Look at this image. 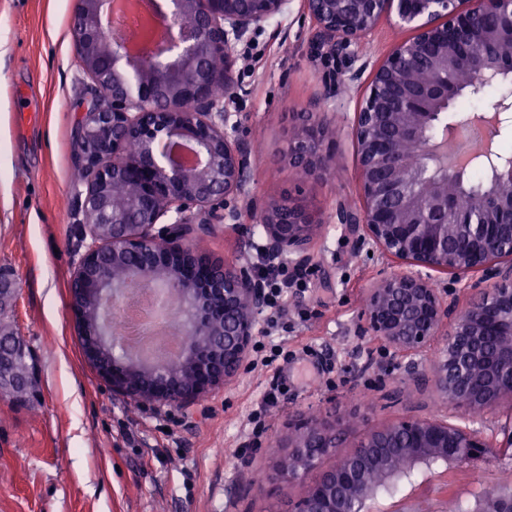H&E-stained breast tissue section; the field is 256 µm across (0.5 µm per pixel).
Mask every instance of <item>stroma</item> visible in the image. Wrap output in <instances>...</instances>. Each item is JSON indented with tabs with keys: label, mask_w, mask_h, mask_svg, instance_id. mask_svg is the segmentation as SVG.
Listing matches in <instances>:
<instances>
[{
	"label": "stroma",
	"mask_w": 512,
	"mask_h": 512,
	"mask_svg": "<svg viewBox=\"0 0 512 512\" xmlns=\"http://www.w3.org/2000/svg\"><path fill=\"white\" fill-rule=\"evenodd\" d=\"M75 0H0V271L14 282L8 321L36 365L28 403L0 397V512H269L252 484L302 417L335 414L353 446L365 429L403 416L449 412L413 383L401 356L361 335L369 288L396 260L355 249L337 205L360 209L351 122L360 97L346 82L377 64L408 30L384 18L349 54L312 55L314 23L292 0L287 14L251 35V59L233 73L225 111L252 148L250 192H291L321 223L317 263L283 302L276 327L259 316L257 351L238 378L189 407L133 402L87 363L69 310V282L88 241L77 196L74 131L95 95L71 36ZM320 112L335 134L319 178L285 154L302 111ZM261 227L195 231L196 251L235 260L262 243ZM280 346L284 356L271 353ZM283 383L274 406L267 392Z\"/></svg>",
	"instance_id": "35a3bbf8"
}]
</instances>
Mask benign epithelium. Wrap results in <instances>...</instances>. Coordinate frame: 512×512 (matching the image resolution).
Here are the masks:
<instances>
[{"mask_svg":"<svg viewBox=\"0 0 512 512\" xmlns=\"http://www.w3.org/2000/svg\"><path fill=\"white\" fill-rule=\"evenodd\" d=\"M115 0H76L73 25L78 62L99 96L76 125V160L87 174L81 209L91 221V243L70 281V309L84 356L112 390L136 402L189 405L227 384L252 348L267 286L251 258L216 263L192 253L187 237L212 224L237 228L243 215L262 225L263 258L288 259L299 272L311 265L319 227L312 211L288 194L259 205L249 197L250 144L235 136L231 120L211 93L224 84L237 95L231 73L236 45L288 13L291 0H161L169 37L158 51L141 54L105 36ZM315 22L313 49L346 53L384 17L394 15L412 35L373 70L355 113L354 133L362 207L337 209L338 223L399 269L369 290L368 329L408 358L407 375L430 383L448 404L473 415L508 405L512 414V158L486 147L482 190L468 189L472 157L448 162L447 133L458 128L444 114L464 94L477 96L495 75L512 76V0H301ZM493 44L502 51L470 69L461 86L452 75L466 66L462 43ZM424 52L428 77L418 80L400 60ZM214 57L223 68L207 65ZM495 133L512 129V87L491 105ZM130 139L140 144L128 156ZM172 143L191 146L195 164L175 163ZM288 163L308 176L330 164L329 128L303 113L288 147ZM116 183L133 194L111 195ZM125 266L113 277L102 262ZM451 276L470 296L467 307L443 297L433 273ZM134 278L172 299L183 346L173 358L143 363L111 335L105 313ZM448 327L430 371L413 358ZM122 351L99 364L105 346ZM188 372L194 382L179 383ZM344 427L331 416L302 420L283 447L291 458L273 461L267 489L304 484L288 512H358L380 486L405 483L429 471L466 467L479 471L512 447V417L489 438L475 420L459 415L406 416L363 432L341 453ZM336 462L325 465L326 460ZM471 512H512V483L493 498L471 496Z\"/></svg>","mask_w":512,"mask_h":512,"instance_id":"1","label":"benign epithelium"}]
</instances>
